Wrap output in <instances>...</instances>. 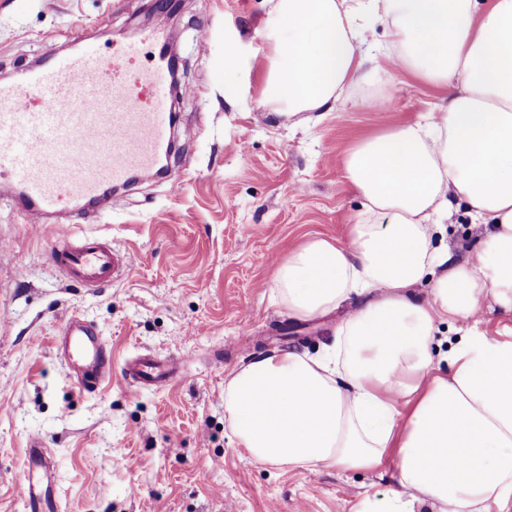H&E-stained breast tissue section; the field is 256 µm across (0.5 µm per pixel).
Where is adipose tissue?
Wrapping results in <instances>:
<instances>
[{
  "label": "adipose tissue",
  "instance_id": "obj_1",
  "mask_svg": "<svg viewBox=\"0 0 512 512\" xmlns=\"http://www.w3.org/2000/svg\"><path fill=\"white\" fill-rule=\"evenodd\" d=\"M279 34L261 105L325 112L369 79L383 24L392 69L433 86L457 80L422 120L360 140L348 188L364 216L346 242L314 238L278 264L272 291L315 317L356 302L320 353L259 356L224 386L238 445L291 469H375L396 488L361 512H489L512 506V336L466 334L435 362L436 324L475 316L485 297L512 311V0H271ZM466 201L486 234L468 259L431 229ZM431 279L427 297L412 292Z\"/></svg>",
  "mask_w": 512,
  "mask_h": 512
}]
</instances>
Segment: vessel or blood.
Returning a JSON list of instances; mask_svg holds the SVG:
<instances>
[{"mask_svg":"<svg viewBox=\"0 0 512 512\" xmlns=\"http://www.w3.org/2000/svg\"><path fill=\"white\" fill-rule=\"evenodd\" d=\"M150 65H142L144 46ZM170 60L154 33L103 54L85 45L48 57L18 81L0 82V180L11 178L40 227L62 210L84 211L104 201L133 173L157 167L168 150L172 108ZM66 275L86 286L114 281L122 266L100 237L54 253ZM62 365L75 385L97 391L112 380V354L99 332L73 315L55 340ZM122 375L141 388L170 373L149 359L126 362ZM41 441L27 455L29 475L21 486L28 512H57L47 495L49 464Z\"/></svg>","mask_w":512,"mask_h":512,"instance_id":"b4317fda","label":"vessel or blood"}]
</instances>
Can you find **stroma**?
<instances>
[{
  "mask_svg": "<svg viewBox=\"0 0 512 512\" xmlns=\"http://www.w3.org/2000/svg\"><path fill=\"white\" fill-rule=\"evenodd\" d=\"M164 26L180 54L174 93L185 180L119 188L77 218L68 239L97 235L128 258L96 290L52 261L56 227L33 229L12 189L0 185V512H25L26 452L49 450L60 512H357L363 497L394 487V459L375 470L288 469L239 448L224 415V383L262 354L315 353L343 314L298 319L271 295L274 262L312 237L344 240L363 200L347 187L345 159L385 116L410 123L447 89L405 72H380L346 90L328 112L279 117L260 104L272 28L269 0H183L175 16L151 0H0V80H14L46 51L108 48ZM239 44L235 104L224 100V45ZM483 231L455 202L443 239L465 259ZM73 314L112 352V380L80 392L54 341ZM512 336V312L485 299L476 316L440 323L434 356L465 328ZM180 361L171 384L133 390L126 359Z\"/></svg>",
  "mask_w": 512,
  "mask_h": 512,
  "instance_id": "1",
  "label": "stroma"
}]
</instances>
